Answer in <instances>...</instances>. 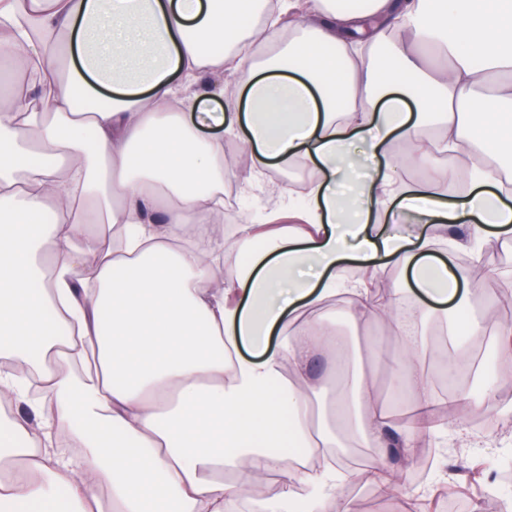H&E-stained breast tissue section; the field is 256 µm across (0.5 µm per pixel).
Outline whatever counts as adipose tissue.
I'll return each instance as SVG.
<instances>
[{"label": "adipose tissue", "mask_w": 512, "mask_h": 512, "mask_svg": "<svg viewBox=\"0 0 512 512\" xmlns=\"http://www.w3.org/2000/svg\"><path fill=\"white\" fill-rule=\"evenodd\" d=\"M294 8L0 0V400L31 410L0 422V512H230L273 471L261 512H346L337 435L382 448L393 420L368 382L310 374L349 351L322 311L340 296L352 320L397 323L402 304L397 288L347 287V266L397 267L424 317L483 301L492 270L434 257L427 228L469 220L474 263L512 248V177L475 135L493 117L491 138L512 143V83L491 87L512 76V0H367L294 21L265 55ZM228 136L246 148L244 187L274 164L310 169L285 205L297 223L209 234ZM397 141L435 173L438 156L468 158L463 191L404 182ZM399 344L387 366L431 432L434 406L463 395H440L422 337ZM33 351L37 398L12 368ZM322 394L341 397L328 433ZM64 436L79 458L57 452Z\"/></svg>", "instance_id": "1"}]
</instances>
